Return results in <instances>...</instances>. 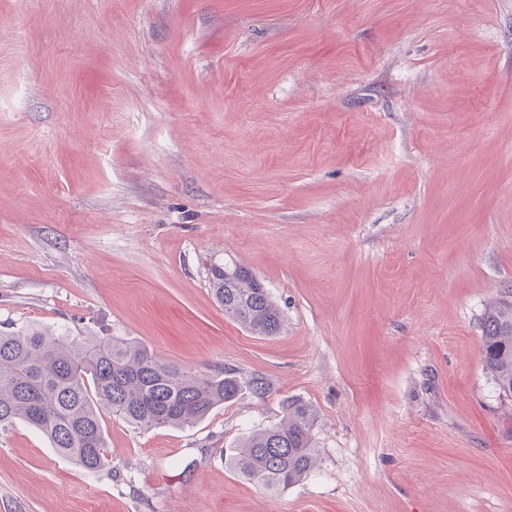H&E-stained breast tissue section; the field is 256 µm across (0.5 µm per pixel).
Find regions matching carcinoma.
<instances>
[{
	"instance_id": "obj_1",
	"label": "carcinoma",
	"mask_w": 512,
	"mask_h": 512,
	"mask_svg": "<svg viewBox=\"0 0 512 512\" xmlns=\"http://www.w3.org/2000/svg\"><path fill=\"white\" fill-rule=\"evenodd\" d=\"M210 274L224 314L260 336L279 334L278 306L244 267L215 263ZM482 363L499 393L511 397V300L494 299L484 309ZM245 389L262 397L269 384L260 375L243 383L229 371L191 374L119 338L82 342L33 325L0 333V429L24 421L89 471L108 461L102 415L140 429L190 427ZM313 422L310 407L286 401L282 422L246 433L229 455V466L268 492L298 484L317 456Z\"/></svg>"
}]
</instances>
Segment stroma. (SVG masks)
<instances>
[{"mask_svg":"<svg viewBox=\"0 0 512 512\" xmlns=\"http://www.w3.org/2000/svg\"><path fill=\"white\" fill-rule=\"evenodd\" d=\"M233 261L283 316H225ZM512 0H0V330L260 375L185 428L106 417L88 471L0 430V512H512ZM311 406L287 491L226 458ZM482 363L499 394L512 396V301L494 299L482 318Z\"/></svg>","mask_w":512,"mask_h":512,"instance_id":"35a3bbf8","label":"stroma"}]
</instances>
